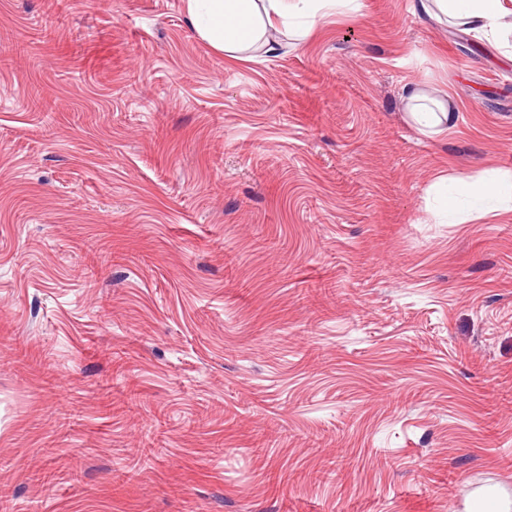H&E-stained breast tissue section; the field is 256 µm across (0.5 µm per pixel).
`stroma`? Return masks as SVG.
<instances>
[{"mask_svg": "<svg viewBox=\"0 0 512 512\" xmlns=\"http://www.w3.org/2000/svg\"><path fill=\"white\" fill-rule=\"evenodd\" d=\"M410 83L454 127L420 132ZM505 173L512 62L411 0L240 61L185 0H0V491L512 505V211L435 192Z\"/></svg>", "mask_w": 512, "mask_h": 512, "instance_id": "obj_1", "label": "stroma"}]
</instances>
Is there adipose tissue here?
I'll return each mask as SVG.
<instances>
[{
	"label": "adipose tissue",
	"instance_id": "1",
	"mask_svg": "<svg viewBox=\"0 0 512 512\" xmlns=\"http://www.w3.org/2000/svg\"><path fill=\"white\" fill-rule=\"evenodd\" d=\"M359 9V0H186L197 34L233 60L251 58L256 52L275 53L281 36L305 38L319 19ZM412 11L495 45L504 19L512 17V0H412ZM403 98L410 119L422 131L440 134L454 126L457 115L452 102L432 97L414 84L405 86ZM480 193L503 200L512 210L511 175L485 185L453 180L441 200L444 209L452 211L460 196Z\"/></svg>",
	"mask_w": 512,
	"mask_h": 512
}]
</instances>
